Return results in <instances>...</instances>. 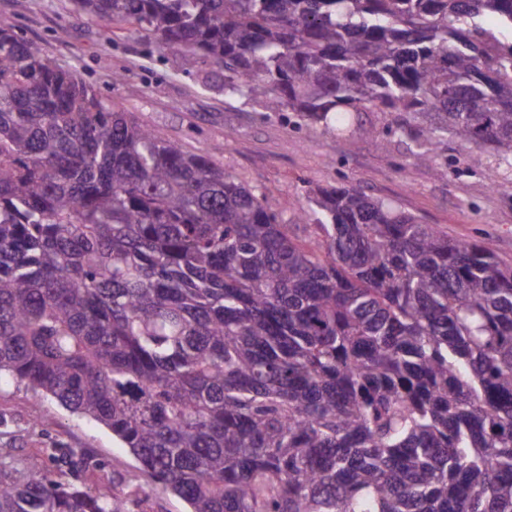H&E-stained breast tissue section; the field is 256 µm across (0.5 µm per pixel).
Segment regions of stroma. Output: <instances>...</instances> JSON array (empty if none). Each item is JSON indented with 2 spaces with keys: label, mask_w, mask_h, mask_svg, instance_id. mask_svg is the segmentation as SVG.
Returning a JSON list of instances; mask_svg holds the SVG:
<instances>
[{
  "label": "stroma",
  "mask_w": 512,
  "mask_h": 512,
  "mask_svg": "<svg viewBox=\"0 0 512 512\" xmlns=\"http://www.w3.org/2000/svg\"><path fill=\"white\" fill-rule=\"evenodd\" d=\"M0 18L105 101L190 151L210 153L291 220L295 235L307 234L294 216L310 188L348 184L451 238L479 241L512 264V167L492 150L477 168L468 149L451 138L440 144L434 164L415 163L414 145L395 134L391 112L361 113L341 135L321 126L298 128L291 112L225 96L223 71L205 58L188 65L143 35H104L75 0H0ZM441 167L447 176L438 175ZM1 453L57 482L111 486L125 497L127 512H186L170 492L143 490L138 462L110 431L22 386H0Z\"/></svg>",
  "instance_id": "35a3bbf8"
}]
</instances>
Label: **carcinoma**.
Wrapping results in <instances>:
<instances>
[{
	"label": "carcinoma",
	"mask_w": 512,
	"mask_h": 512,
	"mask_svg": "<svg viewBox=\"0 0 512 512\" xmlns=\"http://www.w3.org/2000/svg\"><path fill=\"white\" fill-rule=\"evenodd\" d=\"M343 132L512 167V0H77ZM309 239L0 21V384L107 427L188 512H512V265L360 189ZM0 512H126L14 474Z\"/></svg>",
	"instance_id": "obj_1"
}]
</instances>
